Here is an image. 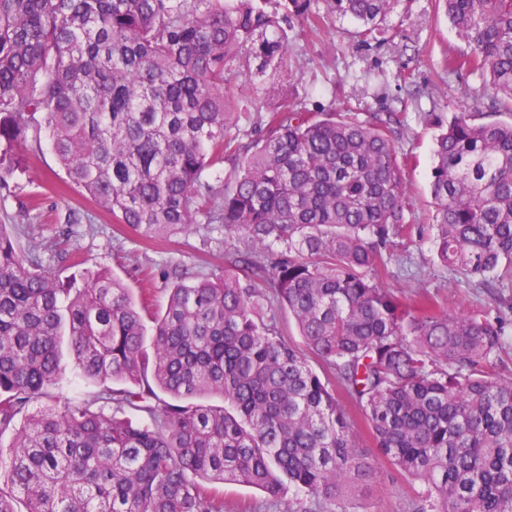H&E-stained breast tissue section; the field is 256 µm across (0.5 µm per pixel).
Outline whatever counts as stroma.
I'll return each mask as SVG.
<instances>
[{
  "label": "stroma",
  "mask_w": 512,
  "mask_h": 512,
  "mask_svg": "<svg viewBox=\"0 0 512 512\" xmlns=\"http://www.w3.org/2000/svg\"><path fill=\"white\" fill-rule=\"evenodd\" d=\"M297 38L288 60L287 78L268 98L281 109L302 104L307 110L352 109L356 112H396L402 120L397 142L408 164L407 216L426 223L433 209L430 195L433 131L423 121L428 112H481L487 88L482 79L461 71L432 96L412 97L414 88L439 84L444 53L465 50L444 15L434 13L428 0H413L409 11L395 9L385 25V42L362 45L350 20L332 13L327 0H311L307 14L293 21ZM20 161L11 178L0 184V224L7 225L22 247L38 246L45 263L61 276L72 273L70 253L84 268H108L129 288L136 304L162 309L168 282L164 265L182 264L205 274H222L224 254L244 248V241L195 228L168 240L151 241L115 223L111 213L85 199L67 181L50 150L45 133L29 128L14 147ZM81 222L73 226L70 215ZM383 283L406 298L427 296L450 311L483 308L501 311L512 322V310H499L495 297L475 284L458 282L442 267L428 238L415 237L398 246ZM416 485L386 459L376 461L367 485L346 501L347 512H412ZM224 512H298L299 495L270 502L266 493L246 485L223 487Z\"/></svg>",
  "instance_id": "obj_1"
}]
</instances>
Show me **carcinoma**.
Returning <instances> with one entry per match:
<instances>
[{
    "label": "carcinoma",
    "mask_w": 512,
    "mask_h": 512,
    "mask_svg": "<svg viewBox=\"0 0 512 512\" xmlns=\"http://www.w3.org/2000/svg\"><path fill=\"white\" fill-rule=\"evenodd\" d=\"M401 2L329 0L367 45ZM432 2L468 47L444 71L495 95L486 112L424 116L438 133L420 227L395 113L264 112L310 0H0V180L38 120L69 182L118 223L150 240L218 224L247 241L221 276L165 272V307L145 316L110 270L63 278L0 224V512H224L212 483L345 512L376 457L344 399L423 487L417 512H512L507 323L382 286L424 232L458 281L512 283V122L494 119L512 115V0ZM251 112L253 132L229 136ZM66 351L96 390L33 409L56 397Z\"/></svg>",
    "instance_id": "cac0c4a2"
}]
</instances>
